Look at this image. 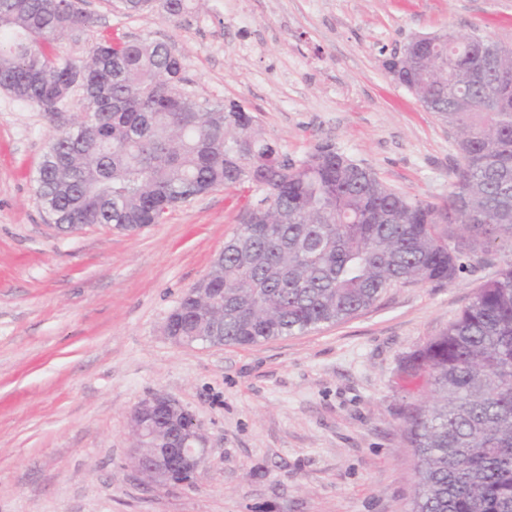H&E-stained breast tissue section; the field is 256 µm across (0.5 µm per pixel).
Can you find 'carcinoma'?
Instances as JSON below:
<instances>
[{
	"instance_id": "carcinoma-1",
	"label": "carcinoma",
	"mask_w": 512,
	"mask_h": 512,
	"mask_svg": "<svg viewBox=\"0 0 512 512\" xmlns=\"http://www.w3.org/2000/svg\"><path fill=\"white\" fill-rule=\"evenodd\" d=\"M167 19L187 0H162ZM91 17L76 0H0V90L45 112L71 92L87 108L48 142L34 178L42 208L72 224L133 230L224 188L261 193L252 223L208 274L224 304L187 293L176 330L204 324L256 345L345 321L406 283H453L512 243V49L477 35L415 44L401 86L457 132L460 163L443 206L412 199L319 142L300 160L235 102H201L164 42L114 34L83 60L53 44ZM499 50L495 69L481 56ZM430 399L405 438L416 458L412 512H512V260L403 365Z\"/></svg>"
}]
</instances>
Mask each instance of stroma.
Returning <instances> with one entry per match:
<instances>
[{
  "label": "stroma",
  "instance_id": "1",
  "mask_svg": "<svg viewBox=\"0 0 512 512\" xmlns=\"http://www.w3.org/2000/svg\"><path fill=\"white\" fill-rule=\"evenodd\" d=\"M92 18L54 49L74 58L112 30L170 44L203 100H234L289 158L336 143L391 188L446 201L456 133L382 62L420 35L477 32L512 46V0H191ZM86 103L44 112L0 91V512H411L403 429L426 381L402 366L512 259L451 284L391 288L351 319L256 346L181 347L164 326L240 227L255 193L218 189L159 224L59 232L33 177L54 131ZM155 392L208 438L190 485L160 489L127 465L129 414Z\"/></svg>",
  "mask_w": 512,
  "mask_h": 512
}]
</instances>
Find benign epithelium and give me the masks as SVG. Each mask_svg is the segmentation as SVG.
Wrapping results in <instances>:
<instances>
[{"mask_svg": "<svg viewBox=\"0 0 512 512\" xmlns=\"http://www.w3.org/2000/svg\"><path fill=\"white\" fill-rule=\"evenodd\" d=\"M162 413L175 427L160 448L151 447L157 429L155 415ZM134 448L131 468L162 488H175L197 479L204 467L208 439L195 416L176 398L154 393L142 399L130 414Z\"/></svg>", "mask_w": 512, "mask_h": 512, "instance_id": "7a95c632", "label": "benign epithelium"}]
</instances>
